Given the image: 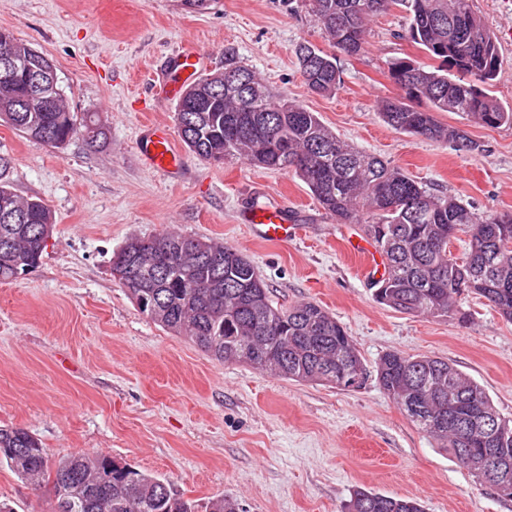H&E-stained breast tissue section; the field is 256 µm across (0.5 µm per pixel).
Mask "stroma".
I'll list each match as a JSON object with an SVG mask.
<instances>
[{
    "mask_svg": "<svg viewBox=\"0 0 512 512\" xmlns=\"http://www.w3.org/2000/svg\"><path fill=\"white\" fill-rule=\"evenodd\" d=\"M474 8L499 48L493 94L512 106V0H474ZM406 27L400 9L375 16L361 52L336 55V95L320 97L295 55L302 42L324 44L303 0H213L202 12L180 0H0V29L54 61L72 111L100 113L110 127L106 147L76 136L51 148L0 126L14 190L41 198L56 218L38 267L0 283V426L35 434L51 458L108 456L202 503L233 497L245 512H341L357 488L417 499L425 512H512V500L460 468L375 378L342 391L219 362L142 315L111 274L113 253L134 236L173 229L223 240L254 263L276 302L313 301L335 317L367 368L390 350L448 360L512 417V323L484 299L461 296L463 323L394 311L376 301L346 247L362 239L360 226L336 223L294 172L208 164L185 151L179 174L167 177L135 149L147 124H174L175 105L156 101L151 74L190 39L207 71L223 69L233 51L343 140L432 192L475 212L512 213V125L438 113L477 143L466 152L380 117L379 103L399 93L390 62L429 61ZM278 202L294 213L295 239L264 242L240 223L254 204ZM0 500L14 512H55L50 484L33 486L4 467Z\"/></svg>",
    "mask_w": 512,
    "mask_h": 512,
    "instance_id": "stroma-1",
    "label": "stroma"
}]
</instances>
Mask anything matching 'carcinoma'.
<instances>
[{
	"label": "carcinoma",
	"mask_w": 512,
	"mask_h": 512,
	"mask_svg": "<svg viewBox=\"0 0 512 512\" xmlns=\"http://www.w3.org/2000/svg\"><path fill=\"white\" fill-rule=\"evenodd\" d=\"M404 10L406 37L435 64L398 59L390 77L402 94L381 102L392 129L477 145L438 112H455L487 127L512 124V107L492 95L499 71L495 38L473 9V0H305L322 38L349 56L363 48L368 23L386 11ZM364 16L349 21L353 10ZM307 88L332 96L341 86L336 56L308 42L296 51ZM15 63L4 70L1 60ZM55 69L43 52L0 29V125L52 148L80 135L103 146L108 128L101 116L70 111L60 83L29 93L30 70ZM245 73L249 92L224 87L223 70L196 81L209 99L206 112H189L191 95L177 104L178 135L198 158L222 164L245 160L270 170H293L338 224H359L382 257L384 274L375 299L395 311L466 321L458 308L465 293L484 298L512 322V214L476 213L456 198L436 195L381 156L343 141L318 113L290 102L264 84L232 52L224 70ZM427 107H420L421 101ZM10 160L0 157V283L36 268L56 219L38 198H22L8 180ZM468 234L462 258L452 256L450 231ZM112 276L153 323L190 340L224 363H244L296 382L348 389L355 367L366 368L346 329L324 308L302 302L274 305L268 284L249 258L221 241L164 232L131 237L111 260ZM275 348L277 362L262 358ZM376 380L406 417L454 458L471 459L469 472L487 484L482 448L507 456L512 500V419L497 411L483 387L456 365L431 356L384 353ZM37 482L53 477L56 512H236L237 501L217 497L200 505L156 475L119 465L107 456L72 453L49 463L45 448L22 428L0 427V467ZM345 512H423L413 499L364 489L353 492Z\"/></svg>",
	"instance_id": "1"
}]
</instances>
